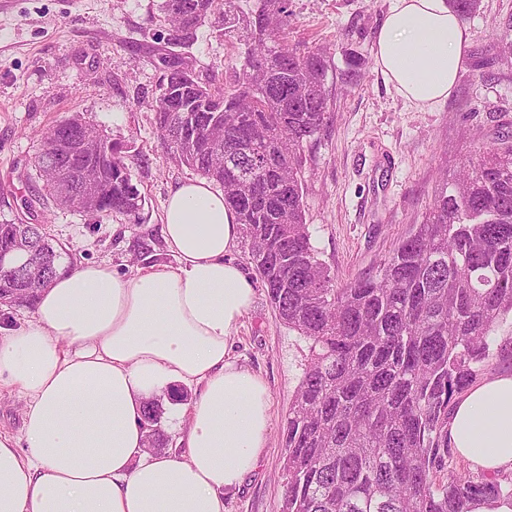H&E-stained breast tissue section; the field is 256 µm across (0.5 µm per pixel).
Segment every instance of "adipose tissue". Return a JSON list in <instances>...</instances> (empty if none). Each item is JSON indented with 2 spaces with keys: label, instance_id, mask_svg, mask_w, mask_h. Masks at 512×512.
Wrapping results in <instances>:
<instances>
[{
  "label": "adipose tissue",
  "instance_id": "adipose-tissue-1",
  "mask_svg": "<svg viewBox=\"0 0 512 512\" xmlns=\"http://www.w3.org/2000/svg\"><path fill=\"white\" fill-rule=\"evenodd\" d=\"M468 34L447 0H390L376 68L407 108L447 99ZM241 226L202 180L171 190L161 234L174 265L137 276L99 262L60 273L31 319L0 324V388L24 399L23 441L0 434V512H224L268 443L265 382L227 358L253 284ZM175 386L180 446L147 447L145 402ZM448 442L486 470L512 468V374L454 400Z\"/></svg>",
  "mask_w": 512,
  "mask_h": 512
}]
</instances>
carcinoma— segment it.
Segmentation results:
<instances>
[{
    "mask_svg": "<svg viewBox=\"0 0 512 512\" xmlns=\"http://www.w3.org/2000/svg\"><path fill=\"white\" fill-rule=\"evenodd\" d=\"M481 0H448L466 19ZM236 21L235 0H164L177 44L217 10ZM288 0H260L248 27L242 81L227 90L181 70H164L153 105L164 137L182 130L174 157L224 192L243 224L249 260L279 323L309 342L308 364L283 427L282 512H473L477 502L512 500V472L459 474L448 445L452 399L486 363L512 358L498 328L512 319V144L477 146L458 177L435 192L423 222L374 274L336 282L310 243L303 205L304 143L328 119L327 55L284 44ZM99 139L97 158L60 139L58 166L112 183V211L142 206L124 156ZM37 264L0 271V304L32 307L65 266L41 224H0V252L20 234ZM162 410L144 408L148 447L166 442Z\"/></svg>",
    "mask_w": 512,
    "mask_h": 512,
    "instance_id": "carcinoma-1",
    "label": "carcinoma"
}]
</instances>
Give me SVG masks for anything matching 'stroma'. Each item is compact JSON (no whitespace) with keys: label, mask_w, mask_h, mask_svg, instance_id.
<instances>
[{"label":"stroma","mask_w":512,"mask_h":512,"mask_svg":"<svg viewBox=\"0 0 512 512\" xmlns=\"http://www.w3.org/2000/svg\"><path fill=\"white\" fill-rule=\"evenodd\" d=\"M163 0H0V224H42L65 262H105L135 275L167 264L159 229L173 187L196 178L163 149L151 109L170 51ZM388 0H288L290 46L329 50L330 118L304 147L303 204L311 243L338 281L375 273L473 152L512 136V55L494 46L512 0H481L466 19L462 70L433 109L405 108L376 71L374 38ZM249 46L244 23L214 15L187 50L199 75L236 84ZM80 115L129 148L142 194L138 218L95 219L39 205L35 168L52 125ZM33 208H26V201ZM309 343L280 325L262 284L234 333L232 361L260 376L271 396L269 440L257 469L225 496L224 512H282L281 430L308 360Z\"/></svg>","instance_id":"stroma-1"}]
</instances>
